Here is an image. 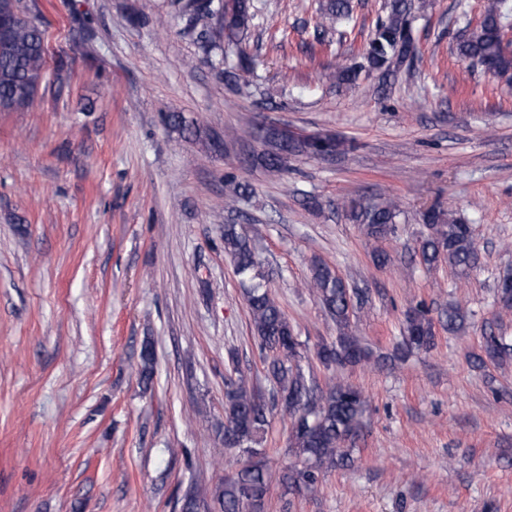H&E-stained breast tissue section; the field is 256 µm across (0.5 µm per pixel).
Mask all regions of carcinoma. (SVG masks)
<instances>
[{"label":"carcinoma","instance_id":"cac0c4a2","mask_svg":"<svg viewBox=\"0 0 512 512\" xmlns=\"http://www.w3.org/2000/svg\"><path fill=\"white\" fill-rule=\"evenodd\" d=\"M21 0H0V24L8 28L9 36H0V112H17L34 106L45 79L47 63L46 31L42 21L28 13H13ZM385 18L378 21L364 54L366 68L388 73L415 53L409 32L411 0H385ZM185 12L189 19L208 21L199 34L201 52L226 54V48L239 45L251 24L247 0H187ZM512 8L507 0H487L480 22L465 27L456 40L457 56L483 71L499 76L512 75V51L504 45V28ZM321 29L327 31L347 23L352 18L350 0H323L320 5ZM167 127L181 134L195 132L180 113L164 118ZM250 137L267 141L271 149L264 154L265 167L285 169L284 156L292 153L317 155L333 142L314 140L292 141L276 132L254 128ZM348 219L369 237H387L398 217V205L392 200L375 203L352 201L347 205ZM427 233L419 241L418 253L423 264L434 268L446 264L462 271L478 261V244L469 225L437 209L422 216ZM252 229L245 224H226L222 228L224 253L233 263L235 274L242 283L244 300L251 317L254 338L267 352L266 374L273 382V404L291 418V440L296 462L287 467L282 481L287 487L300 490L315 485L321 473L329 468L345 466L352 461L350 449L343 444L353 439L362 427L367 399L355 386L331 379L326 389H320L306 375L302 366L303 344L295 335L288 316L264 282L260 261L252 245ZM512 281L507 271L500 279L497 303L501 310L512 311ZM308 288L319 299L335 321L336 340L323 342L315 355L320 364L329 368L354 366L371 357V351L351 334L355 314V292L325 262H311ZM468 313L459 305L448 306L446 328L459 332L465 328ZM435 330L428 312L420 305L412 308L403 327L401 354L428 351L435 346ZM484 356L479 362H498L512 354V345L502 343L489 334L482 345ZM154 351L144 346L141 354L139 381L151 385L154 377ZM224 451L236 457L239 468L224 478V488L218 495L223 512H264L270 487V476L264 463L265 449L260 447L270 425L271 409L265 397L251 387L244 376L225 381Z\"/></svg>","mask_w":512,"mask_h":512}]
</instances>
